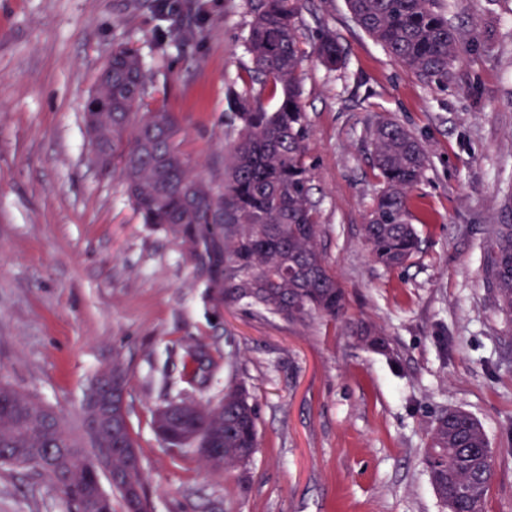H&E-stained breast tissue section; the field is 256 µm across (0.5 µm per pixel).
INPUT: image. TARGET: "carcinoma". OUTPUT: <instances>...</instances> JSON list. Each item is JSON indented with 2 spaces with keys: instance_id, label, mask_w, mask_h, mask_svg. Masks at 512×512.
<instances>
[{
  "instance_id": "cac0c4a2",
  "label": "carcinoma",
  "mask_w": 512,
  "mask_h": 512,
  "mask_svg": "<svg viewBox=\"0 0 512 512\" xmlns=\"http://www.w3.org/2000/svg\"><path fill=\"white\" fill-rule=\"evenodd\" d=\"M304 0H253L246 47L253 67L249 84L260 93L232 91L230 118L237 138L224 156V177L214 178L183 151L173 113L147 101L146 64L118 45L98 72L84 112L91 145L110 157L104 169L123 181L142 223L170 228L205 277L213 307L245 305L289 324L346 319V297L325 263L318 211L311 201L307 165V115L301 101L302 54L295 24ZM356 24L404 68L427 84L447 86L468 34L448 22L438 0H346ZM328 68L343 66V48L330 30L314 46ZM276 100L268 108L262 93ZM366 150L379 189L363 225L372 259L403 267L419 251L411 223L410 194L428 165L423 142L406 126L378 119ZM483 279L495 306L512 317V224H491L483 245ZM357 346L389 350L383 332L347 322ZM208 351L186 350L183 373L191 384L208 381ZM170 414L152 416L167 446L196 452L214 471L245 467L257 441V411L240 384L224 386L216 399H184ZM102 432L84 423L75 432L52 407L0 381V466L31 471L49 481L67 512H112L100 492L98 454L112 449L115 485L126 506L129 487L145 488L141 457L123 415L102 417ZM421 463L442 506L484 512L494 475V451L481 424L468 412L441 407L427 431ZM214 448L210 454L207 449Z\"/></svg>"
}]
</instances>
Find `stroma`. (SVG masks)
<instances>
[{
    "label": "stroma",
    "mask_w": 512,
    "mask_h": 512,
    "mask_svg": "<svg viewBox=\"0 0 512 512\" xmlns=\"http://www.w3.org/2000/svg\"><path fill=\"white\" fill-rule=\"evenodd\" d=\"M187 3L169 0L193 33L181 41L156 0H0V378L76 427L93 380L121 358L154 512H443L421 463L441 406L482 424L495 452L486 512H512V318L482 273L488 226L512 224V0H449V21L476 37L444 88L392 59L345 0H307L296 20L324 259L349 317L382 329L389 356L337 322L213 309L174 233L142 223L120 178L94 164L85 103L122 43L145 60L183 150L221 176L226 97L252 66L251 10ZM325 29L346 52L335 71L312 53ZM378 117L414 131L429 157L412 193L421 251L402 269L374 264L361 237L379 187L365 148ZM198 342L214 359L204 389L182 375ZM230 381L258 409L246 469L208 470L156 437V406L220 396ZM0 512L65 508L50 483L4 467Z\"/></svg>",
    "instance_id": "35a3bbf8"
}]
</instances>
